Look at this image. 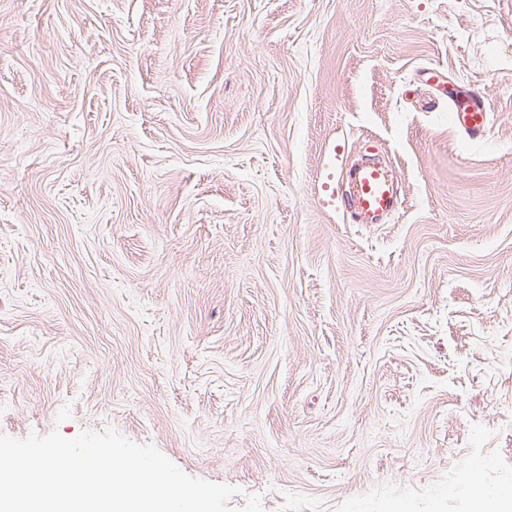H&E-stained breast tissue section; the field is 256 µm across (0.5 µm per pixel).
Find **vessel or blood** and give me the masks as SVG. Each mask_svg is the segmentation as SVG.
<instances>
[{"label": "vessel or blood", "mask_w": 512, "mask_h": 512, "mask_svg": "<svg viewBox=\"0 0 512 512\" xmlns=\"http://www.w3.org/2000/svg\"><path fill=\"white\" fill-rule=\"evenodd\" d=\"M457 128L468 136L487 132L492 105L480 94L450 103ZM348 185L344 195L325 191L320 203L326 209L343 204L350 221L355 224H382L396 214L404 204L400 182L391 163L370 159L348 169Z\"/></svg>", "instance_id": "b4317fda"}]
</instances>
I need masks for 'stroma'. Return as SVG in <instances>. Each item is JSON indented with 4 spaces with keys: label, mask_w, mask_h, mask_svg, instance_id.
<instances>
[{
    "label": "stroma",
    "mask_w": 512,
    "mask_h": 512,
    "mask_svg": "<svg viewBox=\"0 0 512 512\" xmlns=\"http://www.w3.org/2000/svg\"><path fill=\"white\" fill-rule=\"evenodd\" d=\"M109 428L236 512L512 490V0H0V433ZM451 112L457 128L468 136H480L487 132L491 101L483 94H470L467 99H452ZM344 210L353 224H384L404 204L400 182L390 162L367 159L348 169Z\"/></svg>",
    "instance_id": "stroma-1"
}]
</instances>
